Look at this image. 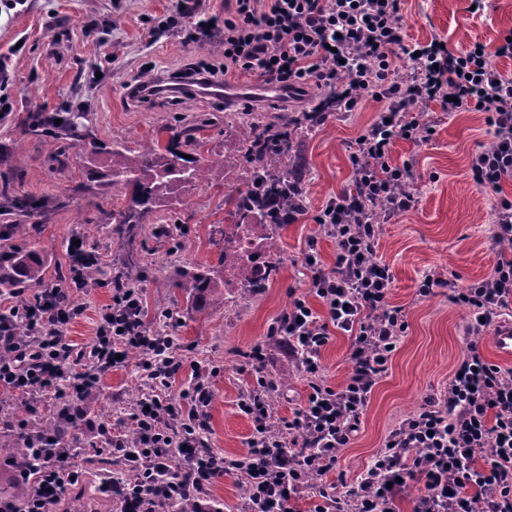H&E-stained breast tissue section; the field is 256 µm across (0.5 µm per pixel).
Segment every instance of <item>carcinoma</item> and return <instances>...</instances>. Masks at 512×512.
I'll return each instance as SVG.
<instances>
[{
	"instance_id": "carcinoma-1",
	"label": "carcinoma",
	"mask_w": 512,
	"mask_h": 512,
	"mask_svg": "<svg viewBox=\"0 0 512 512\" xmlns=\"http://www.w3.org/2000/svg\"><path fill=\"white\" fill-rule=\"evenodd\" d=\"M58 119L61 120L59 124L56 123ZM85 119L87 116L83 112L52 116L34 112L29 116L25 133L37 136L48 133L57 143L83 141L85 137L80 134V129L85 127ZM303 120V116L291 117L272 123L257 114L246 122V138L243 146L236 150L232 165L249 171L250 176L224 194V204L228 205L224 220L239 230L258 227L270 241L275 227L288 220V213L304 202V197L294 194L293 172L288 167L290 128ZM195 130L194 125L184 127L170 136L165 145L154 137L133 149L119 139L105 152L96 146L86 152L84 168L90 178H102L104 184L128 191L127 204L112 214L118 236L135 238L148 214L162 203L173 200L183 189L206 181L212 165L224 163L222 158L214 161L199 155L200 143L194 136ZM186 154L189 155L187 159L184 158ZM0 196L4 200V204H0V214L11 219V233L28 235L32 227L28 219L40 212L42 206L29 198L10 195L4 185L0 187ZM270 199L277 203L278 221L271 218L275 213L266 208ZM141 272L138 259L128 255L120 271L125 283L136 285ZM0 283L12 288L18 297L31 287L44 285V257L34 249H15L0 254ZM179 286L199 313L229 302L224 290L218 286L212 267L197 265L183 269Z\"/></svg>"
}]
</instances>
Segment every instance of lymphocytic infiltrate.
Segmentation results:
<instances>
[{"mask_svg": "<svg viewBox=\"0 0 512 512\" xmlns=\"http://www.w3.org/2000/svg\"><path fill=\"white\" fill-rule=\"evenodd\" d=\"M400 11L401 0H232L221 16L184 9L166 21V29H185L189 41H215L222 50L219 65L184 69L194 85L236 71L291 93L317 85L326 96L310 109L316 127L332 112L365 103L380 107L351 146L353 190L338 193L313 217L336 245L333 268L324 269L315 244H308V293L294 297L267 331L266 345L300 365L310 392L284 435L268 421L266 398L252 393L240 404L255 430L246 454L229 459L207 448L210 372L196 370L188 388L171 394L184 360L170 337L147 329L138 288H113L112 302L100 314L91 364L72 372L73 349L64 331L83 313L72 291L88 287L97 259L84 245L69 246L68 287L43 288L34 301L0 307V429L21 438L25 454L7 464L29 487L23 505L0 497V512H54L82 478L72 443L4 412L7 396L22 395L34 409L62 376L71 375L76 388L60 410L63 427H70L101 376L134 349L154 388L130 414L136 441L113 435L106 423L96 427L104 454L121 469L105 484L119 512H170L177 501L188 502L190 512H222L211 489L237 471L248 486L242 512H299L310 489V512H398L412 488L414 512H512V369L488 363L478 347L480 336L512 309V259L506 258L477 282L460 285L433 274L417 281V296L446 287L467 308V351L444 393L425 398L389 433L387 447L371 458L355 485L340 492L322 481L357 432L408 328L404 308L390 301L392 271L375 252V205L387 203L399 215L416 203L408 189L410 166L391 162L394 140L418 141L423 110L433 102L446 112H481L492 142L474 154L469 175L495 192L512 179V77L489 65L490 52L479 42L458 53L436 36L406 43ZM401 54L412 59L404 73L393 66ZM314 298L322 311L312 308ZM21 322L27 325L23 335L17 331ZM335 330L351 338L352 372L338 388L325 384L320 361Z\"/></svg>", "mask_w": 512, "mask_h": 512, "instance_id": "obj_1", "label": "lymphocytic infiltrate"}]
</instances>
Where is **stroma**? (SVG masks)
Listing matches in <instances>:
<instances>
[{
    "label": "stroma",
    "instance_id": "35a3bbf8",
    "mask_svg": "<svg viewBox=\"0 0 512 512\" xmlns=\"http://www.w3.org/2000/svg\"><path fill=\"white\" fill-rule=\"evenodd\" d=\"M181 5V0H0V175L9 179L15 194L44 205L27 240L12 237L0 220V250L42 249L45 280L51 285L62 283L67 275L72 237H83L98 256L91 271L93 287L74 292L84 312L66 329L68 342L78 352L90 347L99 315L111 302L112 280L127 253H135L144 271L140 287L147 327L158 330L167 311L180 316L167 330L187 366L175 385H188L190 365L217 367L210 378L214 397L207 439L215 451L237 457L247 451L253 435V420L239 403L257 390L258 378L275 386L269 400L276 427L293 419L310 391L306 374L279 349L269 351L260 372L249 353L265 341L268 326L287 309L291 294L306 291L303 254L308 239H316L324 268L333 267L335 245L321 234L313 217L330 198L351 189L349 146L373 119L374 110L338 112L319 128L302 133L296 159L305 173L307 213L275 238L277 276L237 305L209 316L196 313L176 286L178 273L194 263L217 265L211 233L224 219V182L238 180V172L212 167L205 183L152 213L128 246L120 242L112 222L113 212L126 205L127 197L122 190L88 181L80 160L82 143L61 153L50 138L22 134L29 113L84 112L97 142L107 146L118 137L135 148L155 136L168 141L162 126L187 125L197 116L205 121L197 132L200 152L217 156L224 152L227 124L241 122L249 112L269 118L298 116L318 96L312 85L298 96H241L230 103L203 95L151 100L131 96L134 79L147 75L157 80L191 62L221 61V53L211 47L163 32L164 21ZM400 24L412 43L438 35L455 53L476 42L492 49L512 32V0H489L478 13L471 12L470 0H402ZM424 120L435 129L428 143L399 140L392 148L394 162L411 167L416 204L382 221L376 246L392 269L391 301L404 306L408 329L373 389L355 439L342 449L335 471L325 477L339 487L355 483L388 432L416 411L425 396L443 391L467 348V310L453 304L444 288L432 297L417 298V281L429 272L460 284L476 281L487 276L503 254L493 241L490 210L497 195L512 199V181L504 182L496 194L473 184L468 174L472 156L491 140L483 114H448L433 103ZM177 222L186 226L178 243L156 234L158 225ZM349 346V336L336 332L322 352L324 377L331 386L341 385L351 371ZM139 359V353H132L125 366L102 377L82 419L71 428L83 465L82 512L117 510L100 491L114 465L94 450L98 437L92 425L108 421L128 434L129 407L146 390Z\"/></svg>",
    "mask_w": 512,
    "mask_h": 512
}]
</instances>
